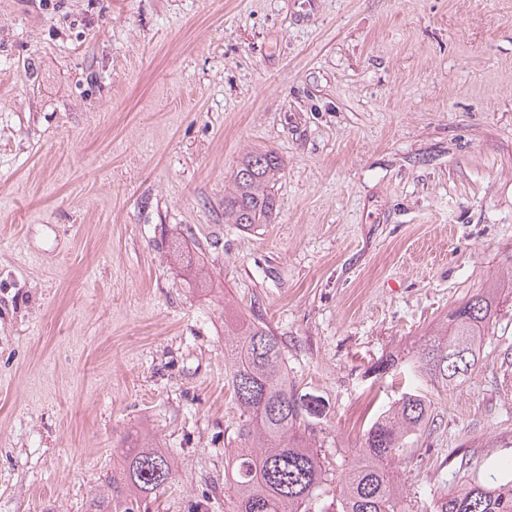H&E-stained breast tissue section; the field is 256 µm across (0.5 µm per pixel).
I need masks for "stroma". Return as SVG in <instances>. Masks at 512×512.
<instances>
[{"instance_id":"stroma-1","label":"stroma","mask_w":512,"mask_h":512,"mask_svg":"<svg viewBox=\"0 0 512 512\" xmlns=\"http://www.w3.org/2000/svg\"><path fill=\"white\" fill-rule=\"evenodd\" d=\"M250 149L283 168L245 230L224 191ZM492 279L512 0H0V512H89L144 433L176 469L149 512H230L228 304L280 338L328 468L431 400L390 464L425 512L512 460V290L463 385L370 368Z\"/></svg>"}]
</instances>
